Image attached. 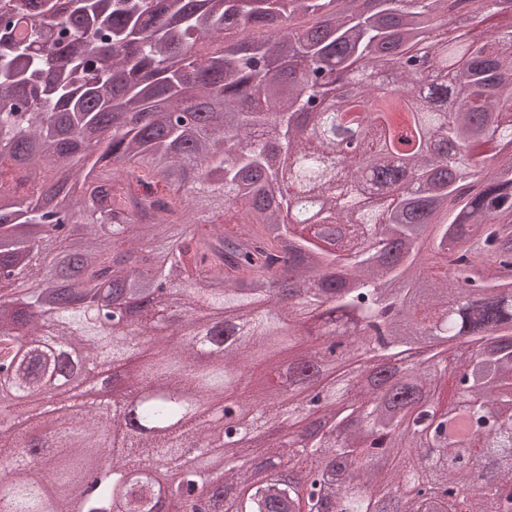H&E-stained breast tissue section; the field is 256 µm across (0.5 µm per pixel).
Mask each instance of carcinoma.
<instances>
[{
  "instance_id": "obj_1",
  "label": "carcinoma",
  "mask_w": 512,
  "mask_h": 512,
  "mask_svg": "<svg viewBox=\"0 0 512 512\" xmlns=\"http://www.w3.org/2000/svg\"><path fill=\"white\" fill-rule=\"evenodd\" d=\"M507 12L512 0H0V227H16L0 269L30 255L23 303L0 305V387L46 391L68 347L86 379L124 365L138 400L112 416L90 492L93 415L49 397L57 418L0 425V455L42 458L0 476L7 512H166L197 472L168 491L134 468L222 435L215 404L276 417L311 386L323 400L305 441L226 474L237 512H313L316 495L338 512L512 504V25L482 42L438 34ZM206 38L222 47L200 56ZM321 72L348 88L329 114L313 111L331 95ZM333 122L360 145L337 170ZM284 180L319 197L315 222L288 223ZM369 191L393 200L371 207ZM43 224L80 237L38 248ZM160 280L170 302L120 329L89 307ZM188 301L206 312L181 322L200 346L133 354L128 337ZM333 335L340 362L304 384L313 343ZM394 482L405 500L383 492Z\"/></svg>"
}]
</instances>
